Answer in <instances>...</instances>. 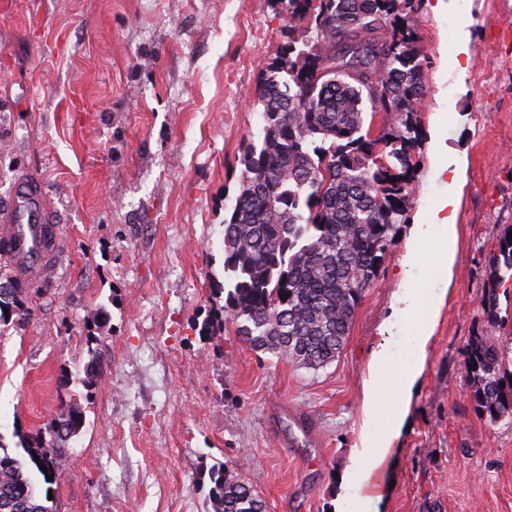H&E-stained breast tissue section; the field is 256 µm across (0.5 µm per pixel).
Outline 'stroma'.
I'll return each instance as SVG.
<instances>
[{"label":"stroma","mask_w":512,"mask_h":512,"mask_svg":"<svg viewBox=\"0 0 512 512\" xmlns=\"http://www.w3.org/2000/svg\"><path fill=\"white\" fill-rule=\"evenodd\" d=\"M412 25L424 100L406 216L444 190L428 151L442 85L448 151L468 161L457 251L447 279L425 265L413 282L439 314L392 486L381 501L348 503L337 475L361 444L372 353L389 342L405 368L417 335L391 308L408 221L324 368L252 350L229 321L199 334L224 279L241 148L260 127L256 87L287 29L303 24L274 0H0V209L16 182L37 181L59 226L25 323L0 329V438L15 445L61 404L81 407L51 486L58 512H207L217 464L266 512H512V419L475 413L463 356L471 336L512 325L511 287L496 315L482 303L512 225V0H457L442 17L420 0ZM460 79L463 96L451 91ZM101 306L109 320L95 330ZM93 353L102 370L89 391L79 376Z\"/></svg>","instance_id":"obj_1"}]
</instances>
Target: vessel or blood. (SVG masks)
I'll return each instance as SVG.
<instances>
[{
	"mask_svg": "<svg viewBox=\"0 0 512 512\" xmlns=\"http://www.w3.org/2000/svg\"><path fill=\"white\" fill-rule=\"evenodd\" d=\"M53 221L40 187L34 184L22 187L14 203L0 212V239L9 243L19 276L30 278L40 273L49 254L46 227Z\"/></svg>",
	"mask_w": 512,
	"mask_h": 512,
	"instance_id": "1",
	"label": "vessel or blood"
}]
</instances>
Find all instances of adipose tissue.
<instances>
[{
  "label": "adipose tissue",
  "instance_id": "1",
  "mask_svg": "<svg viewBox=\"0 0 512 512\" xmlns=\"http://www.w3.org/2000/svg\"><path fill=\"white\" fill-rule=\"evenodd\" d=\"M430 142L434 178L444 180L447 191L429 210L416 216L401 273L407 288L394 297V315L401 321H419V334L412 348L413 361L408 368L392 371L394 354L388 344H379L371 359V377L365 383L364 415L367 432L361 448L351 456L353 475L349 488L354 498L382 500L386 490L385 473L401 435L408 402L417 377L427 358V344L433 332L434 300L422 289L410 287L414 271L429 264L434 273L447 275L456 255L457 190L466 168L465 160L448 161L445 130L448 114L443 107L444 94H437Z\"/></svg>",
  "mask_w": 512,
  "mask_h": 512
}]
</instances>
